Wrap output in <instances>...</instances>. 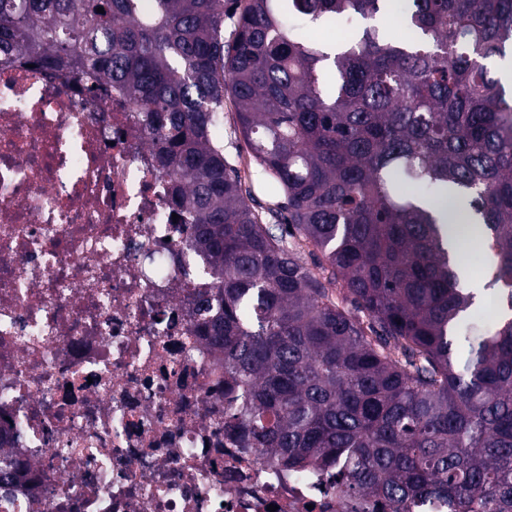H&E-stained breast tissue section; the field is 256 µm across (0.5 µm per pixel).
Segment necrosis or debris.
<instances>
[{"instance_id":"obj_1","label":"necrosis or debris","mask_w":512,"mask_h":512,"mask_svg":"<svg viewBox=\"0 0 512 512\" xmlns=\"http://www.w3.org/2000/svg\"><path fill=\"white\" fill-rule=\"evenodd\" d=\"M135 104L0 58V447L13 512H308L225 437L197 333L204 259L167 203Z\"/></svg>"}]
</instances>
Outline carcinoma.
<instances>
[{
    "mask_svg": "<svg viewBox=\"0 0 512 512\" xmlns=\"http://www.w3.org/2000/svg\"><path fill=\"white\" fill-rule=\"evenodd\" d=\"M150 2L0 0V53L136 102L208 263L198 332L229 440L283 481L316 475L338 509L512 512V89L488 66L512 55V0H398L402 37L391 0ZM228 96L275 208L224 157ZM473 222L504 308L491 330L448 250ZM18 480L0 466V512Z\"/></svg>",
    "mask_w": 512,
    "mask_h": 512,
    "instance_id": "cac0c4a2",
    "label": "carcinoma"
}]
</instances>
